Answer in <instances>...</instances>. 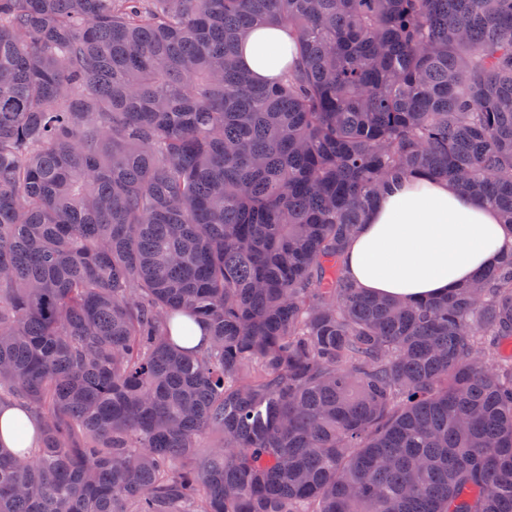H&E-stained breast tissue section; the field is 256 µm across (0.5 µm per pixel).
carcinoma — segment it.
<instances>
[{
  "instance_id": "cac0c4a2",
  "label": "carcinoma",
  "mask_w": 512,
  "mask_h": 512,
  "mask_svg": "<svg viewBox=\"0 0 512 512\" xmlns=\"http://www.w3.org/2000/svg\"><path fill=\"white\" fill-rule=\"evenodd\" d=\"M419 176L512 225V0H0V512H512V252L346 269ZM292 32L267 23L249 29L241 43L239 62L257 80L278 75L294 59ZM173 336H188L187 339L179 341L182 346L199 348L209 344L207 330L185 318H180V322L174 324ZM37 423L19 405L0 406V444L13 451L32 448Z\"/></svg>"
}]
</instances>
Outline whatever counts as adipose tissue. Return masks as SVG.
Segmentation results:
<instances>
[{"label":"adipose tissue","instance_id":"obj_1","mask_svg":"<svg viewBox=\"0 0 512 512\" xmlns=\"http://www.w3.org/2000/svg\"><path fill=\"white\" fill-rule=\"evenodd\" d=\"M292 32L267 23L249 29L241 66L265 80L294 58ZM512 250V226L489 204L447 180L395 184L345 251L347 271L365 293L399 300L437 298L471 282ZM37 423L18 405L0 406V445L32 447Z\"/></svg>","mask_w":512,"mask_h":512}]
</instances>
